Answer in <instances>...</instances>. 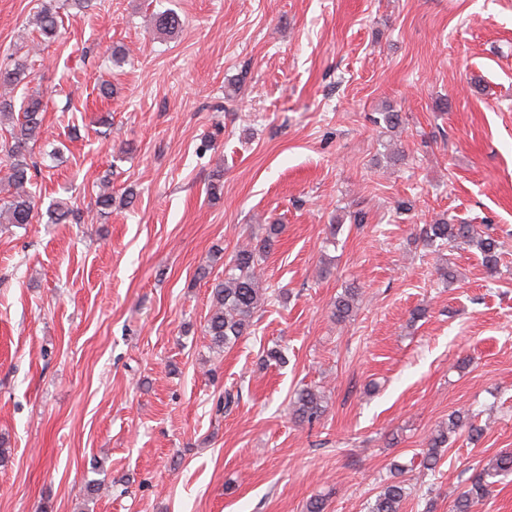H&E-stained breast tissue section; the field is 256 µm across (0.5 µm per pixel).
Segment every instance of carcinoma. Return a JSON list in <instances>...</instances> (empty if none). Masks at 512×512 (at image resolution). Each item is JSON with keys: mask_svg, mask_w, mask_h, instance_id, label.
I'll return each instance as SVG.
<instances>
[{"mask_svg": "<svg viewBox=\"0 0 512 512\" xmlns=\"http://www.w3.org/2000/svg\"><path fill=\"white\" fill-rule=\"evenodd\" d=\"M33 23L38 32V39L32 48L36 49L59 37L57 11L50 3L41 4L34 15ZM155 26L164 33H172L180 26V19L172 13L155 16ZM27 61L20 60L11 69L0 70V120L5 119L15 124L16 132L12 141L0 144V155L8 166L9 197L0 207V224H30L34 218L35 193L32 191V170L36 165L28 162V145L35 140L43 123L45 106L39 94L27 96L20 107H15L9 95V89L30 76ZM71 208L68 202L59 199L49 209L50 222L60 224L68 218ZM278 228L272 224L263 239L238 247L230 264L224 270V279L216 282L211 290V306L206 324V333L211 345L217 349H226L241 337L250 333L257 308L266 299L267 289L261 286L257 267L263 257L271 250ZM420 239L427 248L438 247L448 242L462 241L478 248L483 256L485 268L490 274L498 271L499 243L491 235L477 229L473 224H450L441 218L425 225ZM357 299V289L347 288L336 299L333 317L344 322L352 315ZM290 414L300 423L313 424L324 413L322 393L316 389L306 388L297 392L291 401ZM461 416H452L439 425L429 438L427 450L421 466L429 471L436 468L440 448L448 444L451 435L463 429ZM512 473V453L504 452L495 457L490 466L471 478L468 489L461 492L454 501L453 512H470L472 504L485 498L490 493L489 479ZM408 497L405 481L394 478L386 482L377 493L368 512H402V505Z\"/></svg>", "mask_w": 512, "mask_h": 512, "instance_id": "cac0c4a2", "label": "carcinoma"}]
</instances>
